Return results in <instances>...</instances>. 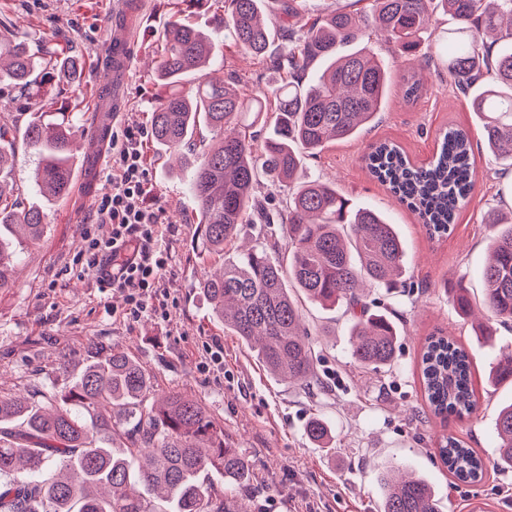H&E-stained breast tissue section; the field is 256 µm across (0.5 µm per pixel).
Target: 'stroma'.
<instances>
[{"instance_id": "stroma-1", "label": "stroma", "mask_w": 512, "mask_h": 512, "mask_svg": "<svg viewBox=\"0 0 512 512\" xmlns=\"http://www.w3.org/2000/svg\"><path fill=\"white\" fill-rule=\"evenodd\" d=\"M134 28V58L124 86L122 125H150L157 103L155 69L157 33L171 9L165 0H140ZM116 0H0V28L20 39L38 36L62 53L78 57L80 83L51 81L48 95L56 106L75 108L77 174L72 186L86 181L81 151L96 123L98 88L108 62ZM391 69L387 105L375 126L357 139L328 146L307 160L306 175H320L360 207L383 212L396 224L406 247L404 287L375 289L371 307L394 315L400 329L397 357L381 372L358 369L351 357L350 325L342 308H325L300 300L305 327L318 355V370L328 385L312 398L298 385L272 376L254 352L214 321L207 299L196 286L205 269H218L241 246L253 245L258 225L243 224L224 253H202L188 175L179 162L146 141L145 165L155 203L170 227L162 245L170 259L161 280L173 299L167 318L125 316L120 293L84 274L76 257L88 235L107 237L109 225L97 223L94 200L72 194L45 201L36 190L38 158L21 142L32 99L21 89L0 86V125L14 149L9 181L18 209L41 206L46 228L40 241L14 237V285L0 291V393L23 395L35 388L67 386L68 376L96 349L133 356L153 380L155 397L182 392L198 399L224 428L231 447L248 457L254 481L241 503L248 512H378L381 491L377 474L394 465L425 477L441 501L442 512H512V471L487 470L476 483L455 481L436 446L453 435L487 460L497 456L494 422L512 403V385L490 384L488 375L503 351L512 348V328L499 326L495 336H476L471 320L453 307L446 287L464 280L473 308L483 302L481 270L485 264L490 211L512 207V175L500 172L495 158L474 142L475 190L448 234L430 238L418 218L374 180L362 160L370 144L388 139L415 161L428 160L441 129L454 124L478 134L481 122L467 97L454 87L444 62L430 68L401 58L384 39L371 42ZM415 72L423 90L414 101L403 99L401 84ZM465 347L471 357L477 395L467 418L440 419L429 411L417 361L435 329ZM220 341L224 364L202 370L208 345ZM331 425L334 449L317 447L305 434L312 416Z\"/></svg>"}]
</instances>
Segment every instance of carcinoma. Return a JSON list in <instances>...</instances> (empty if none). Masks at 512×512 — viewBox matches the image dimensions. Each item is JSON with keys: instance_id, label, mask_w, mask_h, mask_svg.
Listing matches in <instances>:
<instances>
[{"instance_id": "carcinoma-1", "label": "carcinoma", "mask_w": 512, "mask_h": 512, "mask_svg": "<svg viewBox=\"0 0 512 512\" xmlns=\"http://www.w3.org/2000/svg\"><path fill=\"white\" fill-rule=\"evenodd\" d=\"M263 0H174L159 35L156 81L164 96L151 114L152 137L165 151L180 153L193 174V196L201 247L224 251L238 225L261 224L262 241L224 270L197 282L213 318L224 332L256 352L267 371L309 386L318 378L314 349L306 339L292 291L320 305L344 307L350 320L352 358L377 372L395 359L398 327L373 311L365 287L400 288L406 275L405 247L381 211L356 207L332 184L298 180L306 158L333 141H349L371 126L390 86L384 59L364 44L371 35L410 58L434 13H450L458 28L448 41V74L481 118L485 148L502 170H512V0H370L366 9L301 21L298 0H282L277 29L262 18ZM224 8V41L255 57L275 75L263 95L248 96L245 77L230 70L213 79L205 67L225 63L214 40L190 24L185 12ZM34 42L0 32V82L41 87L33 77L80 79L74 60L47 47L36 56ZM347 45L354 49L343 53ZM194 77L190 92L183 82ZM265 115L263 137L243 114ZM76 115L30 112L25 127L29 150L40 157L36 186L48 196L66 195L73 177L70 159ZM220 137V145L196 150L197 132ZM373 179L407 204L432 237L455 223L475 187L470 131L448 126L423 163L397 144L380 141L364 157ZM7 152L0 148V229L19 228L31 242L43 235L44 212L17 211L10 203ZM288 189L282 207L270 203L264 182ZM489 258L482 269L486 318L512 324V210L488 215ZM0 236V290L11 288L12 256ZM453 303L473 315L459 282ZM421 376L427 406L435 416L472 414L477 406L467 351L437 330L426 340ZM497 382L512 381V355L493 368ZM150 377L131 356L112 352L86 364L69 389L50 388L40 398L0 395V512H236L209 475L244 488L253 482L246 456L224 442V428L204 405L179 393L147 404ZM500 439L495 468L512 469V404L495 420ZM308 437L330 443L325 419L313 417ZM125 448H114L117 439ZM439 456L448 473L463 482L479 480L484 459L452 435ZM380 512H441L433 487L423 478L380 474Z\"/></svg>"}]
</instances>
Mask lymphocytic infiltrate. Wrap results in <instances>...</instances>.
I'll use <instances>...</instances> for the list:
<instances>
[{
  "label": "lymphocytic infiltrate",
  "instance_id": "1",
  "mask_svg": "<svg viewBox=\"0 0 512 512\" xmlns=\"http://www.w3.org/2000/svg\"><path fill=\"white\" fill-rule=\"evenodd\" d=\"M144 127L119 126L112 130V189L96 203L99 223L110 225L108 238H91L78 261L86 272L124 293L127 319L144 313L169 314L167 299L157 285L169 256L159 243L164 212L155 207L153 185L144 165Z\"/></svg>",
  "mask_w": 512,
  "mask_h": 512
}]
</instances>
